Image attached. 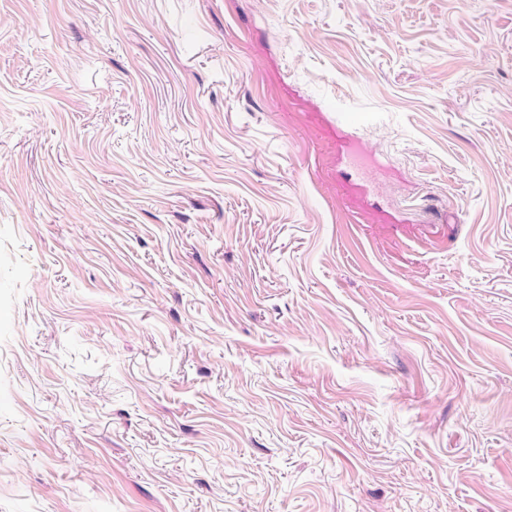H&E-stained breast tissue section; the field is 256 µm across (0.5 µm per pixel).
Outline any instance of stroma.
<instances>
[{
	"mask_svg": "<svg viewBox=\"0 0 512 512\" xmlns=\"http://www.w3.org/2000/svg\"><path fill=\"white\" fill-rule=\"evenodd\" d=\"M0 512H512V0H0Z\"/></svg>",
	"mask_w": 512,
	"mask_h": 512,
	"instance_id": "stroma-1",
	"label": "stroma"
}]
</instances>
